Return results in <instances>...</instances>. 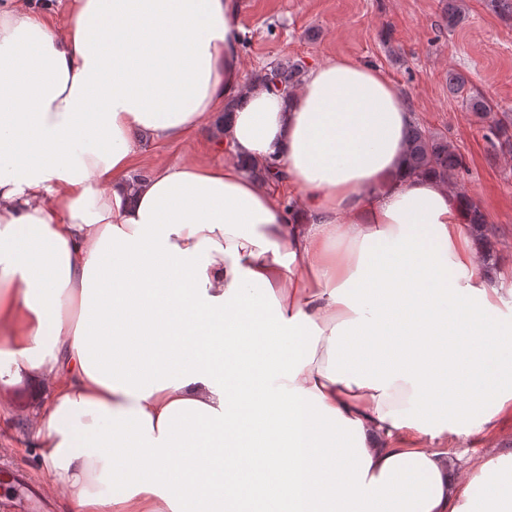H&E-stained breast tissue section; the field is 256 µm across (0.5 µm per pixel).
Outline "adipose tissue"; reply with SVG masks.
I'll use <instances>...</instances> for the list:
<instances>
[{
  "label": "adipose tissue",
  "instance_id": "1",
  "mask_svg": "<svg viewBox=\"0 0 512 512\" xmlns=\"http://www.w3.org/2000/svg\"><path fill=\"white\" fill-rule=\"evenodd\" d=\"M0 0V382L68 512H512V280L378 69L245 89L236 0ZM231 158L128 178L226 99ZM276 163L297 194L243 162ZM492 447L506 451L512 450V419H503L488 433H482L468 440L453 442L450 448L461 457L460 464L465 467L477 456Z\"/></svg>",
  "mask_w": 512,
  "mask_h": 512
}]
</instances>
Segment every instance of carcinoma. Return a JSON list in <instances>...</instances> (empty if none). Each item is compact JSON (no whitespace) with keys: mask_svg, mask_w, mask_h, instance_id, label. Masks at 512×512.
Segmentation results:
<instances>
[{"mask_svg":"<svg viewBox=\"0 0 512 512\" xmlns=\"http://www.w3.org/2000/svg\"><path fill=\"white\" fill-rule=\"evenodd\" d=\"M303 74L301 63L288 61L263 69L253 75L252 80L265 88L290 93L300 84ZM448 84L454 93L462 97V102L471 111L483 117L491 114L492 107L484 98L470 94L467 78L463 74H449ZM406 165L409 173L414 176L434 175L448 182V186L464 206L467 224L483 244V262L489 264L495 261L493 246L486 235L487 217L484 211L465 191L456 187L455 180L460 173L466 171V166L463 156L448 139L430 132L418 123L412 124L408 135Z\"/></svg>","mask_w":512,"mask_h":512,"instance_id":"cac0c4a2","label":"carcinoma"}]
</instances>
